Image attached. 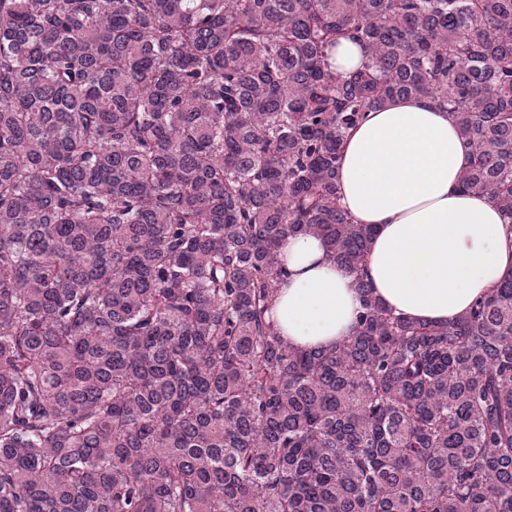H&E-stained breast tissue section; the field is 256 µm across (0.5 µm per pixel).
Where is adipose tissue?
<instances>
[{"instance_id":"ef3b65f1","label":"adipose tissue","mask_w":512,"mask_h":512,"mask_svg":"<svg viewBox=\"0 0 512 512\" xmlns=\"http://www.w3.org/2000/svg\"><path fill=\"white\" fill-rule=\"evenodd\" d=\"M469 149L448 110L403 98L366 114L347 137L338 202L375 227L368 280L394 314L445 323L512 272L511 222L486 195L464 191ZM270 316L299 348H331L361 310L352 273L323 241L289 236Z\"/></svg>"}]
</instances>
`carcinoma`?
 Returning <instances> with one entry per match:
<instances>
[{
	"mask_svg": "<svg viewBox=\"0 0 512 512\" xmlns=\"http://www.w3.org/2000/svg\"><path fill=\"white\" fill-rule=\"evenodd\" d=\"M396 97L512 218V0H0V512H512V272L396 316L338 205ZM298 234L357 277L329 350L267 316ZM366 49L363 44L341 39L331 50L330 62L336 73L348 75L361 69L366 62Z\"/></svg>",
	"mask_w": 512,
	"mask_h": 512,
	"instance_id": "1",
	"label": "carcinoma"
}]
</instances>
